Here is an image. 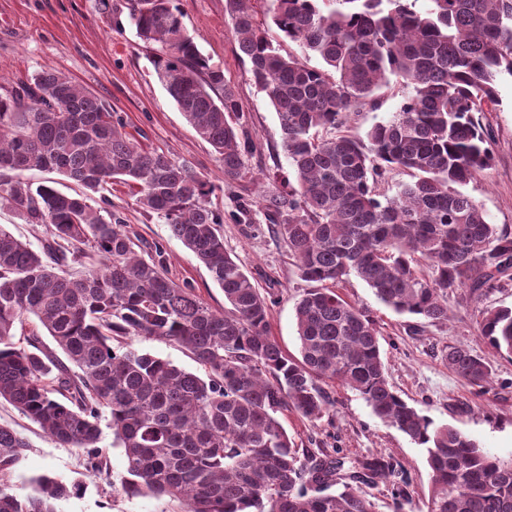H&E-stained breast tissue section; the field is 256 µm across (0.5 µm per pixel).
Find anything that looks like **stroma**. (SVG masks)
I'll list each match as a JSON object with an SVG mask.
<instances>
[{
    "instance_id": "obj_1",
    "label": "stroma",
    "mask_w": 512,
    "mask_h": 512,
    "mask_svg": "<svg viewBox=\"0 0 512 512\" xmlns=\"http://www.w3.org/2000/svg\"><path fill=\"white\" fill-rule=\"evenodd\" d=\"M196 44L234 85L259 152L250 159L249 174L226 185L221 165L210 146L187 123L158 82L150 56L128 21L125 0H0V81L13 84L36 71L52 68L89 87L120 112L128 132L144 145L187 161L207 174L215 186L213 207L224 211V246L260 288L270 293V332L289 355L299 353L295 302L304 283L281 240L266 225L235 223L231 213L240 196L256 197L262 190L256 177L266 169L288 171L282 152L277 115L249 79L248 61L240 59L224 0H175ZM498 103L484 113L494 136L495 162L467 187L489 223L512 230V77L497 85ZM409 94L401 81L380 93L381 106L353 114L348 130L365 136L375 124L398 111ZM112 202L127 217L143 242L161 244L169 277L190 282L213 309L223 310L224 293L208 270L181 242L170 238L166 225L146 215L127 186L112 185ZM348 301L367 308L378 321L381 352L398 393L435 424H451L477 439L492 454L512 457V360L500 355L478 331L482 307L512 308V284L470 301L464 291L448 297L447 323L417 328L414 318L401 316L379 302L372 290L351 276L338 287ZM463 344L488 358L494 382L483 395L474 394L442 360L448 346ZM332 417L310 422L294 412L281 420L298 447L313 454L340 452L353 458L383 457L400 464L410 478L406 512H428L430 479L424 448L376 418L355 392L331 383ZM0 423L26 437L30 446L17 465L11 483L19 494L33 479L48 475L77 485V495L62 501L61 512H183L178 502L129 497L114 492L126 474L122 449L113 447L104 431L108 467L96 475L81 451L58 445L39 426L8 402L0 403Z\"/></svg>"
}]
</instances>
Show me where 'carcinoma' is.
Here are the masks:
<instances>
[{
    "label": "carcinoma",
    "mask_w": 512,
    "mask_h": 512,
    "mask_svg": "<svg viewBox=\"0 0 512 512\" xmlns=\"http://www.w3.org/2000/svg\"><path fill=\"white\" fill-rule=\"evenodd\" d=\"M428 2L421 12L416 0H225L292 169L266 175L232 217L275 225L310 284L295 305L298 358L271 336L265 293L225 249L224 212L212 207L205 174L143 146L109 103L60 71L0 85V205L47 234L36 250L0 224V399L80 449L93 472L107 465V420L126 459L127 496L177 499L186 512H374L364 488L382 483L392 486L393 512H405L407 477L392 461L317 458L288 435L280 415L323 418L334 405L324 384L337 382L425 449L428 512H512V458L405 401L388 379L380 326L336 290L354 275L396 314L438 325L448 321V294L477 301L512 282V233L463 191L493 164L479 114L512 76V0ZM126 5L157 79L212 148L224 182L241 180L258 145L236 88L199 50L174 0ZM283 39L322 66L285 51ZM392 76L410 88L399 110L364 139L343 133L351 113L378 105ZM397 168L413 181L382 195L378 185ZM35 170L79 190L32 182ZM114 181L135 188L138 206L208 269L224 310L168 277L162 246L144 256L112 207ZM29 316L64 358L39 333H16ZM479 331L512 358V308L482 309ZM130 337L180 344L205 376L132 348ZM443 361L472 390L491 388L492 364L471 348L451 345ZM27 448L0 425V512H59L74 491L55 478L14 491Z\"/></svg>",
    "instance_id": "1"
}]
</instances>
